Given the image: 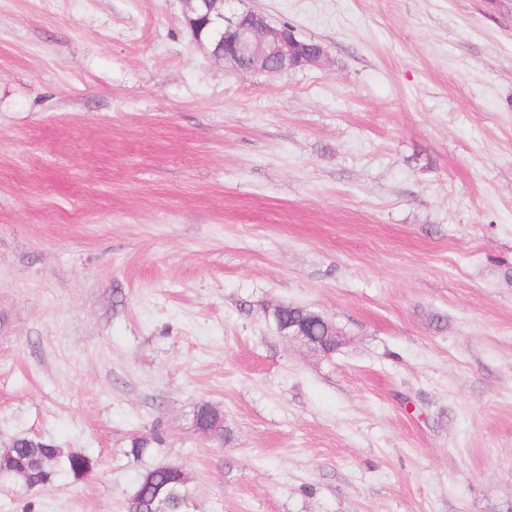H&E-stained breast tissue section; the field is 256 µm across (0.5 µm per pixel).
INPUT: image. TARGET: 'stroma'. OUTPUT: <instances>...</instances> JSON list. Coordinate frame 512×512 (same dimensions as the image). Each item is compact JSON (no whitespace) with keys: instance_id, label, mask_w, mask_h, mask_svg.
<instances>
[{"instance_id":"stroma-1","label":"stroma","mask_w":512,"mask_h":512,"mask_svg":"<svg viewBox=\"0 0 512 512\" xmlns=\"http://www.w3.org/2000/svg\"><path fill=\"white\" fill-rule=\"evenodd\" d=\"M229 7L325 61L235 69L181 0H0V448L95 463L0 512H126L166 463L203 512H512V14ZM312 332L314 336H324L326 330L321 324H313ZM282 336L288 338V341L300 346L313 355L328 356L335 351H328L321 345L314 336L309 335L308 327L303 323L288 324L279 328Z\"/></svg>"}]
</instances>
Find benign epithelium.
Wrapping results in <instances>:
<instances>
[{
	"mask_svg": "<svg viewBox=\"0 0 512 512\" xmlns=\"http://www.w3.org/2000/svg\"><path fill=\"white\" fill-rule=\"evenodd\" d=\"M192 39L209 54L236 69L279 73L314 66L326 51L304 48L286 26H274L255 11L228 9L230 0H181ZM282 336L313 355H330L325 346L309 335L307 325L288 324Z\"/></svg>",
	"mask_w": 512,
	"mask_h": 512,
	"instance_id": "1",
	"label": "benign epithelium"
}]
</instances>
